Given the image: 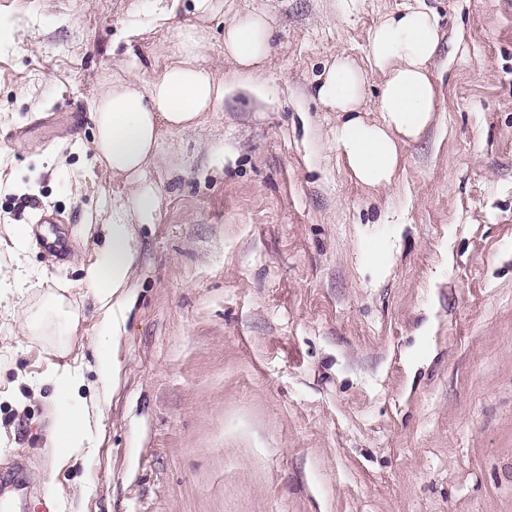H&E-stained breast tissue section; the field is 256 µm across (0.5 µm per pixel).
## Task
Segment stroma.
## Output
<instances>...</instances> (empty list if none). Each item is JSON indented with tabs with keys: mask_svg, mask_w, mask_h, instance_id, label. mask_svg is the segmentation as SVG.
Masks as SVG:
<instances>
[{
	"mask_svg": "<svg viewBox=\"0 0 512 512\" xmlns=\"http://www.w3.org/2000/svg\"><path fill=\"white\" fill-rule=\"evenodd\" d=\"M411 2L224 0L202 48L224 102L162 134L159 208L104 343L87 274L128 188L89 105L112 74L150 79L190 19L0 0V236L34 228L27 288L0 307V476L22 470L26 512H512V0H425L439 112L387 189L350 179L312 94L336 56L367 67ZM260 10L272 49L242 77L224 23ZM52 294L79 315L69 336L27 326ZM67 363L100 409L70 463L51 443Z\"/></svg>",
	"mask_w": 512,
	"mask_h": 512,
	"instance_id": "obj_1",
	"label": "stroma"
}]
</instances>
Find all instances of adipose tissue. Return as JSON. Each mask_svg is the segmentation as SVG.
I'll use <instances>...</instances> for the list:
<instances>
[{
    "instance_id": "ef3b65f1",
    "label": "adipose tissue",
    "mask_w": 512,
    "mask_h": 512,
    "mask_svg": "<svg viewBox=\"0 0 512 512\" xmlns=\"http://www.w3.org/2000/svg\"><path fill=\"white\" fill-rule=\"evenodd\" d=\"M269 17L254 11L224 24V57L239 73L257 70L271 48ZM175 59L150 80L112 75L91 103L93 142L98 160L131 186L129 197L115 206L106 225L107 244L98 265L88 271L96 283L95 300L102 312L100 335L116 336L117 311L129 299L131 269L136 260L135 224L153 223L159 205L157 189L146 183V169L157 152L162 130H183L216 111L224 99V83L199 62L204 34L198 26L178 28ZM440 44L437 16L414 0L388 13L370 37L371 68L381 73L379 117L365 121L359 113L367 71L349 58L336 57L317 79L314 94L327 111L338 113L330 144L349 176L376 190L394 181L401 149L418 140L434 122L437 91L430 63ZM59 401L54 412L52 446L63 458L80 457L98 417L96 409L77 399L76 369L55 370Z\"/></svg>"
}]
</instances>
